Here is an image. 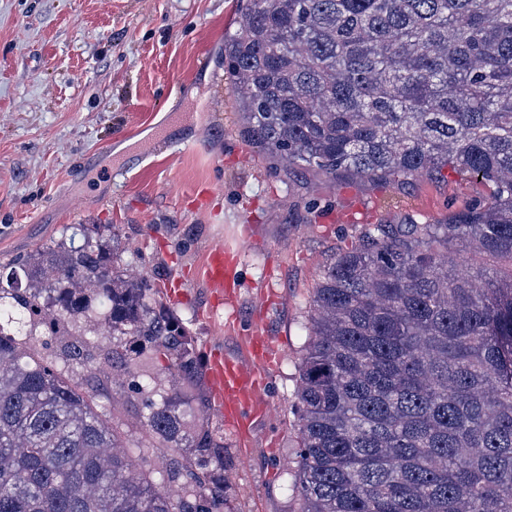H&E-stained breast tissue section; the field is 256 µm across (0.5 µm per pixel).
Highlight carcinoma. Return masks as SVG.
Wrapping results in <instances>:
<instances>
[{
    "label": "carcinoma",
    "mask_w": 512,
    "mask_h": 512,
    "mask_svg": "<svg viewBox=\"0 0 512 512\" xmlns=\"http://www.w3.org/2000/svg\"><path fill=\"white\" fill-rule=\"evenodd\" d=\"M243 134L288 167L363 178L449 169L488 201L446 224H375L327 265L298 365L299 512H512V0H247L224 39ZM82 234L0 262V512H224V437L182 410L195 340L153 285ZM58 336L54 359L24 322ZM130 336L177 387L143 426L173 500L117 451L93 396L56 368L130 374Z\"/></svg>",
    "instance_id": "cac0c4a2"
}]
</instances>
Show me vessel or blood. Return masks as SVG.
I'll list each match as a JSON object with an SVG mask.
<instances>
[{
    "instance_id": "1",
    "label": "vessel or blood",
    "mask_w": 512,
    "mask_h": 512,
    "mask_svg": "<svg viewBox=\"0 0 512 512\" xmlns=\"http://www.w3.org/2000/svg\"><path fill=\"white\" fill-rule=\"evenodd\" d=\"M240 254L230 248L212 249L198 269L213 297V306L227 313L226 326L237 329L232 313L240 298L237 269ZM244 357H231L223 349L209 351L207 372L215 407L226 427L240 442H247L251 429L268 411V395L281 352L258 325H249L241 338Z\"/></svg>"
}]
</instances>
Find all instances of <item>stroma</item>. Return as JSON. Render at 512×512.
I'll list each match as a JSON object with an SVG mask.
<instances>
[{"instance_id":"35a3bbf8","label":"stroma","mask_w":512,"mask_h":512,"mask_svg":"<svg viewBox=\"0 0 512 512\" xmlns=\"http://www.w3.org/2000/svg\"><path fill=\"white\" fill-rule=\"evenodd\" d=\"M242 0H0V257L60 240L66 227L108 224L155 288L184 278L172 312L209 348L241 351L196 274L207 253L239 247L241 325L263 323L283 352L271 411L248 448L213 407L206 370L193 407L206 408L232 460V512H293L298 363L312 290L324 266L372 224H444L482 202L466 175L366 180L288 169L241 132L224 73V37ZM97 410L134 448L161 492L171 448L155 447L141 403L100 394Z\"/></svg>"}]
</instances>
